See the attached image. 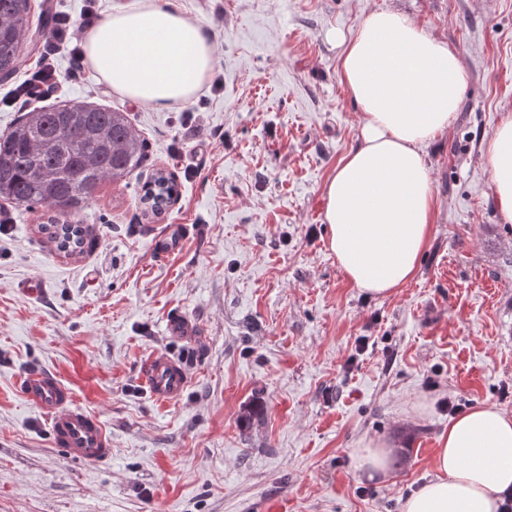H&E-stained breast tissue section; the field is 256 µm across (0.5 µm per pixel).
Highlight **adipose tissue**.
Returning <instances> with one entry per match:
<instances>
[{"label": "adipose tissue", "instance_id": "1", "mask_svg": "<svg viewBox=\"0 0 512 512\" xmlns=\"http://www.w3.org/2000/svg\"><path fill=\"white\" fill-rule=\"evenodd\" d=\"M339 78L363 119L326 184L327 244L344 276L372 297L410 281L429 241L435 194L423 147L443 136L465 74L447 41L406 14L371 12L354 36L334 33ZM86 64L119 94L152 107L188 99L214 66L205 30L174 0H135L92 27ZM485 166L496 209L512 223V116L495 128ZM435 475L402 512H500L512 494V415L470 410L440 435Z\"/></svg>", "mask_w": 512, "mask_h": 512}]
</instances>
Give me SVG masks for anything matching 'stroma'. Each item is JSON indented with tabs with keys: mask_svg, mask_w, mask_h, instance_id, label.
<instances>
[{
	"mask_svg": "<svg viewBox=\"0 0 512 512\" xmlns=\"http://www.w3.org/2000/svg\"><path fill=\"white\" fill-rule=\"evenodd\" d=\"M178 2L216 60L190 99L151 109L91 70L41 99L127 113L146 148L81 210L79 253L41 232L42 209L6 206L0 512H401L434 474L449 404L512 414V223L484 165L512 115V0ZM381 8L448 41L468 81L447 133L423 149L436 212L418 271L373 298L328 250L323 211L361 123L329 33ZM158 168L178 196L148 216L141 187ZM175 224L187 233L158 258L153 243ZM175 311L196 336L168 334ZM155 352L185 361L181 400L158 404L142 385ZM33 367L101 418L111 463L52 446L45 415L16 390ZM256 398L263 415L242 425ZM370 438L395 449L386 479L356 469Z\"/></svg>",
	"mask_w": 512,
	"mask_h": 512,
	"instance_id": "35a3bbf8",
	"label": "stroma"
}]
</instances>
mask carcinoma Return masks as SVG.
Here are the masks:
<instances>
[{"label": "carcinoma", "instance_id": "carcinoma-1", "mask_svg": "<svg viewBox=\"0 0 512 512\" xmlns=\"http://www.w3.org/2000/svg\"><path fill=\"white\" fill-rule=\"evenodd\" d=\"M28 0H0V78L18 68L23 47L32 42ZM57 105L23 114L0 136V200L45 207L52 219L41 229L57 249L74 254L84 243L74 218L95 189L121 178L141 163L145 143L127 113L93 105L70 112ZM178 194L173 177L156 171L143 185L140 201L156 214Z\"/></svg>", "mask_w": 512, "mask_h": 512}]
</instances>
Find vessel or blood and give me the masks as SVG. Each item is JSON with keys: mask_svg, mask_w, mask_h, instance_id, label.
Returning a JSON list of instances; mask_svg holds the SVG:
<instances>
[{"mask_svg": "<svg viewBox=\"0 0 512 512\" xmlns=\"http://www.w3.org/2000/svg\"><path fill=\"white\" fill-rule=\"evenodd\" d=\"M141 382L162 404L179 400L188 386L182 363L167 354L154 353L145 361ZM21 396L49 417L54 445L69 456L108 464L112 448L104 424L95 414L77 406L70 389L52 372L33 368L19 376Z\"/></svg>", "mask_w": 512, "mask_h": 512, "instance_id": "vessel-or-blood-1", "label": "vessel or blood"}]
</instances>
